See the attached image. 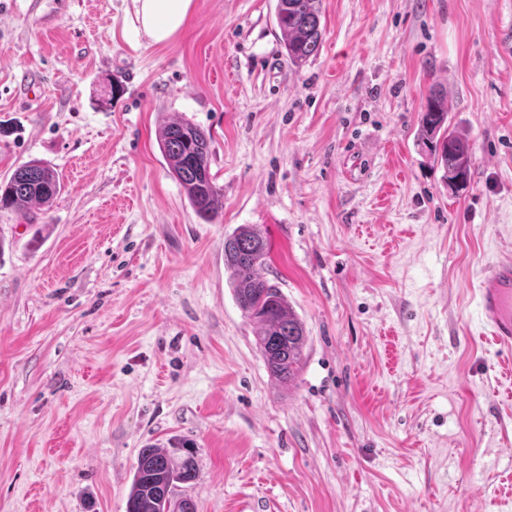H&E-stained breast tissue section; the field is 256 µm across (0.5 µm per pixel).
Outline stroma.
Here are the masks:
<instances>
[{
    "label": "stroma",
    "mask_w": 512,
    "mask_h": 512,
    "mask_svg": "<svg viewBox=\"0 0 512 512\" xmlns=\"http://www.w3.org/2000/svg\"><path fill=\"white\" fill-rule=\"evenodd\" d=\"M276 0H0V512H126L140 448L191 443L196 512H512V374L472 290L512 252L505 0H322L289 62ZM119 84L120 93L110 91ZM472 145L451 194L417 144L431 86ZM185 119L224 192L200 218L159 146ZM254 225L307 336L277 383L224 270ZM144 34L153 43L170 41L188 24L195 0H134ZM60 189L59 174L52 167L28 161L0 182V211L27 212L33 206H48Z\"/></svg>",
    "instance_id": "obj_1"
}]
</instances>
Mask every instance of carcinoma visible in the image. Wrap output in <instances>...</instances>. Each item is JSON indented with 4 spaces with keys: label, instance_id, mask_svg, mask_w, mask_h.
Returning a JSON list of instances; mask_svg holds the SVG:
<instances>
[{
    "label": "carcinoma",
    "instance_id": "cac0c4a2",
    "mask_svg": "<svg viewBox=\"0 0 512 512\" xmlns=\"http://www.w3.org/2000/svg\"><path fill=\"white\" fill-rule=\"evenodd\" d=\"M321 0H277V22L285 37L290 62L305 63L319 49ZM418 142L442 171L454 192L469 178L472 147L467 138L449 129L443 90L431 88L421 113ZM160 147L171 173L184 188L195 212L211 220L223 209V193L210 173L209 141L204 131L185 121L165 125ZM61 189L59 174L50 166L28 161L0 182V211L26 212L46 206ZM266 243L252 225L243 224L224 239V270L234 298L244 315L258 324L255 344L269 373L279 382L292 381L303 360L306 342L301 320L280 288L262 273ZM193 451L177 459L166 448L140 449L127 499L126 512H183L184 498L177 488L195 481Z\"/></svg>",
    "mask_w": 512,
    "mask_h": 512
}]
</instances>
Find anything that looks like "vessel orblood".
<instances>
[{
	"mask_svg": "<svg viewBox=\"0 0 512 512\" xmlns=\"http://www.w3.org/2000/svg\"><path fill=\"white\" fill-rule=\"evenodd\" d=\"M483 323L493 340L512 347V254L495 261L476 289Z\"/></svg>",
	"mask_w": 512,
	"mask_h": 512,
	"instance_id": "1",
	"label": "vessel or blood"
}]
</instances>
